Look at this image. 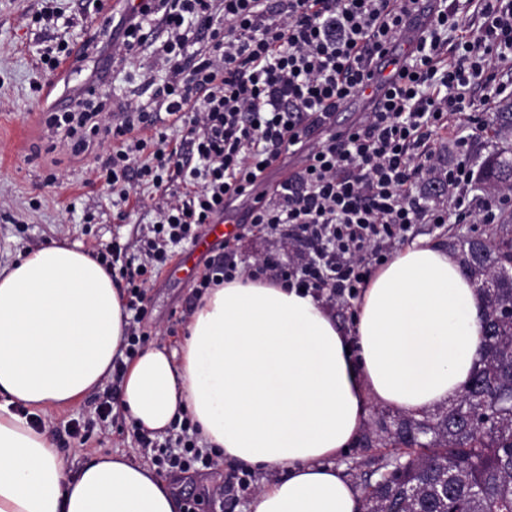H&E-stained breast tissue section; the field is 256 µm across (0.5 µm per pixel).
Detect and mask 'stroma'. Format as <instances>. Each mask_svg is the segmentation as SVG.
<instances>
[{"instance_id": "35a3bbf8", "label": "stroma", "mask_w": 512, "mask_h": 512, "mask_svg": "<svg viewBox=\"0 0 512 512\" xmlns=\"http://www.w3.org/2000/svg\"><path fill=\"white\" fill-rule=\"evenodd\" d=\"M57 18H42L45 0H0V267L13 262L30 246L65 240L91 248L113 241L127 243L142 236L155 220L163 199L152 189L131 193L127 204L116 206L100 182L94 181L92 155L73 154L67 144L48 151L43 114L51 101L36 85L54 84L55 96L65 88L60 72L42 66L38 48L64 41H75L87 34L97 8L90 0H55ZM149 54L113 76L106 92L113 109L127 101H147L150 76ZM247 204L235 201L228 219L236 223L240 238L235 243L239 259L253 263L271 248L268 237L245 224ZM496 230L492 224H417L413 237H427L446 249H454L458 235L488 237ZM195 302L192 279L183 272L164 269L147 288L144 304L148 314L145 326L151 341L177 346L183 332L182 317L188 316ZM117 383H108L76 405L50 412L45 417L49 432L69 477L97 455L122 454L134 462L144 456L136 431L117 408ZM113 407L110 423L95 427L86 440L68 433L71 420L91 419L98 406ZM247 476L249 485L235 495L219 498L212 491L235 485ZM165 481L176 496L179 512H242L260 486L257 474H244L242 466L223 457L206 474L192 480L165 474Z\"/></svg>"}]
</instances>
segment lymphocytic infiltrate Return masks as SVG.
<instances>
[{
    "label": "lymphocytic infiltrate",
    "mask_w": 512,
    "mask_h": 512,
    "mask_svg": "<svg viewBox=\"0 0 512 512\" xmlns=\"http://www.w3.org/2000/svg\"><path fill=\"white\" fill-rule=\"evenodd\" d=\"M421 2L141 0L123 11L99 78L111 80L154 47L164 76L152 105L111 113L105 101L90 108L68 97L43 123L77 155L109 145L91 172L121 198L135 185L164 192L183 183L158 208L153 235L94 250L127 278L126 356L149 338L143 297L171 248L197 240L239 198H250L245 221L272 236V249L242 267L225 242L223 260L207 267L195 294L270 274L290 288L354 298L413 225L468 223L474 168L464 159L441 167L430 140L454 115L483 128L491 102L512 95V79L501 75L512 63V0H474V28L462 23L461 0H436L428 11ZM403 41L399 82L377 90L361 121L337 128V108L372 80L370 62ZM287 154L301 155L302 169L273 196L249 197V186ZM421 181L439 197L414 194ZM295 245L300 256L281 262L279 250ZM178 428L172 448L142 437L147 460L183 474L211 469L198 425L186 417Z\"/></svg>",
    "instance_id": "1"
}]
</instances>
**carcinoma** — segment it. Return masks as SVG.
Returning a JSON list of instances; mask_svg holds the SVG:
<instances>
[{
	"label": "carcinoma",
	"instance_id": "carcinoma-1",
	"mask_svg": "<svg viewBox=\"0 0 512 512\" xmlns=\"http://www.w3.org/2000/svg\"><path fill=\"white\" fill-rule=\"evenodd\" d=\"M480 180L512 186V148L488 155ZM456 246L484 300L478 362L455 402L378 440L391 452L365 481L366 512H512V278L485 287L512 268V214L493 236Z\"/></svg>",
	"mask_w": 512,
	"mask_h": 512
}]
</instances>
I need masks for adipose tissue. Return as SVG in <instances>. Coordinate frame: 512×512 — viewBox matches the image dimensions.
<instances>
[{
  "mask_svg": "<svg viewBox=\"0 0 512 512\" xmlns=\"http://www.w3.org/2000/svg\"><path fill=\"white\" fill-rule=\"evenodd\" d=\"M482 310L457 258L427 239L372 273L349 331L313 293L239 277L202 294L178 348L126 361L119 406L142 432L190 416L203 444L263 474L250 512H363L337 458L372 407L418 417L461 395ZM129 318L111 274L68 241L0 267V512H177L167 483L122 455L69 478L30 421L105 387Z\"/></svg>",
  "mask_w": 512,
  "mask_h": 512,
  "instance_id": "obj_1",
  "label": "adipose tissue"
}]
</instances>
